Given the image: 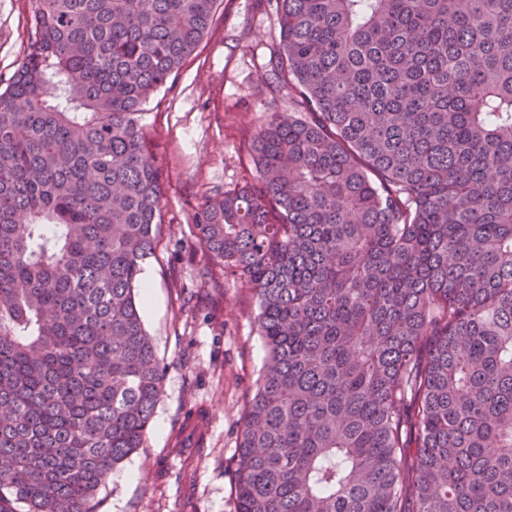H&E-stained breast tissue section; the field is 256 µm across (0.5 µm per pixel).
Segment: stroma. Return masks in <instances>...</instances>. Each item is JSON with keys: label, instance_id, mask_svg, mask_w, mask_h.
<instances>
[{"label": "stroma", "instance_id": "1", "mask_svg": "<svg viewBox=\"0 0 512 512\" xmlns=\"http://www.w3.org/2000/svg\"><path fill=\"white\" fill-rule=\"evenodd\" d=\"M29 16L30 0H0V90L25 59ZM278 43L277 14L266 0H221L197 51L145 106L164 196L160 242L143 264L150 298L141 315L165 377L144 446L100 487V512H171L180 468L171 439L199 408L209 424L192 512H234L230 461L265 350L253 293L213 266L192 228L209 197L255 176L250 146L268 113L295 109L287 91L270 88L267 63ZM164 460L172 474L162 484L155 467Z\"/></svg>", "mask_w": 512, "mask_h": 512}]
</instances>
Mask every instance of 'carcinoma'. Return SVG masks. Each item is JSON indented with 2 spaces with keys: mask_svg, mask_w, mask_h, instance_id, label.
<instances>
[{
  "mask_svg": "<svg viewBox=\"0 0 512 512\" xmlns=\"http://www.w3.org/2000/svg\"><path fill=\"white\" fill-rule=\"evenodd\" d=\"M217 0H31L0 91V512H99L163 394L143 107ZM253 181L194 225L266 359L235 512H512V0H274Z\"/></svg>",
  "mask_w": 512,
  "mask_h": 512,
  "instance_id": "1",
  "label": "carcinoma"
}]
</instances>
